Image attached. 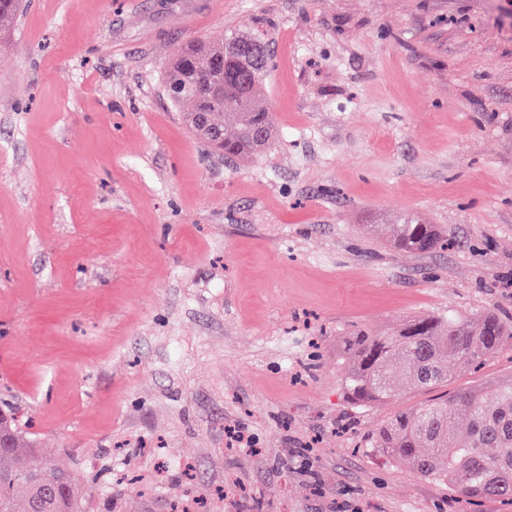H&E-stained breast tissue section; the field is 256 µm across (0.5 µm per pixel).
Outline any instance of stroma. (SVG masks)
<instances>
[{"instance_id": "35a3bbf8", "label": "stroma", "mask_w": 512, "mask_h": 512, "mask_svg": "<svg viewBox=\"0 0 512 512\" xmlns=\"http://www.w3.org/2000/svg\"><path fill=\"white\" fill-rule=\"evenodd\" d=\"M233 28L271 54L245 161L162 86ZM4 40L0 405L82 512H512L367 447L428 394L342 385L354 331L512 317V0H27ZM405 215L448 248H394ZM506 380L512 347L440 391Z\"/></svg>"}]
</instances>
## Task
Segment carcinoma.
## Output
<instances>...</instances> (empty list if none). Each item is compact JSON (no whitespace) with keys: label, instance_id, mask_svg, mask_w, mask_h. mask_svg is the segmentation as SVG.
Masks as SVG:
<instances>
[{"label":"carcinoma","instance_id":"carcinoma-1","mask_svg":"<svg viewBox=\"0 0 512 512\" xmlns=\"http://www.w3.org/2000/svg\"><path fill=\"white\" fill-rule=\"evenodd\" d=\"M18 0H0V34L17 21ZM266 44L248 30H237L219 43L190 41L173 52L162 82L170 105L202 141L239 159L264 153L274 142L273 113L262 103L269 65ZM233 136H225L226 129ZM391 242L407 252L442 246L434 224L406 217L390 225ZM504 346H512V324L494 314L420 317L385 335L368 331L346 344L343 380L348 399L361 406L395 396L393 377L416 391H429L448 380V364L475 367ZM16 446L0 452V512H81L86 495L77 475L66 487L48 490L42 481L61 473L34 447L10 410H5ZM465 422L452 426L457 414ZM387 460L404 462L422 477L450 484L465 497L512 500V383L491 396L466 389L402 411L370 438Z\"/></svg>","mask_w":512,"mask_h":512}]
</instances>
